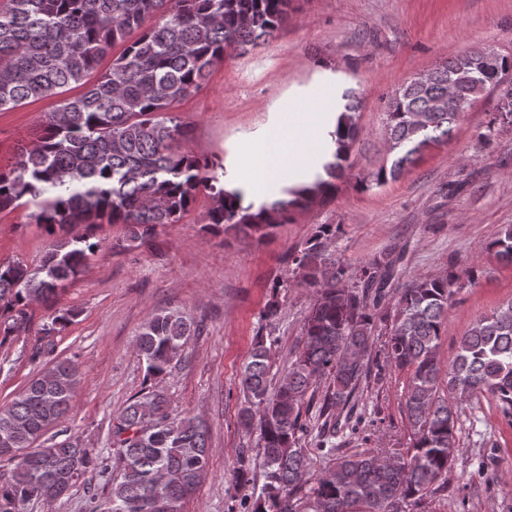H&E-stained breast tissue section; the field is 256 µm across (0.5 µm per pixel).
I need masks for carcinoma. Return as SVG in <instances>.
<instances>
[{
  "mask_svg": "<svg viewBox=\"0 0 512 512\" xmlns=\"http://www.w3.org/2000/svg\"><path fill=\"white\" fill-rule=\"evenodd\" d=\"M292 0H3L0 3V112L58 96L44 116V134L19 150L16 165L0 171V212L33 207L32 217L52 236L39 264L0 262V332L26 330L28 307L54 299L75 278L101 241L82 231L123 224L132 240L145 242L157 227L179 223L199 189L212 194L209 226L244 235L270 234L296 211L336 195V181L351 168L357 105H346L337 128L336 161L326 178L291 191L292 198L257 211L224 199L214 163L175 144L185 126L172 115L198 91L224 57L247 54L278 36ZM123 46L100 69L111 48ZM512 57L470 50L397 87L386 100L387 153L391 163L357 181L362 190L395 180L431 144L448 140L464 113L485 92L497 94L493 117L480 133L486 143L512 125ZM83 88L67 97L69 87ZM336 226L323 224L302 248L288 254L296 283L313 288L315 301L302 325L304 341L276 386L269 380L271 347L257 335L239 384L245 405L239 426L257 433L265 482L255 501L239 512H411L446 488L459 450L461 404L491 396L503 417H512V301L476 320L460 337L444 368L438 360L448 302L471 267L417 278L394 288L386 356L373 353L376 310L393 288L395 261L384 254L356 268L332 259L328 241ZM512 265V225L485 246ZM280 281L263 319L280 311ZM73 316L65 310L41 333L50 336ZM196 327L177 310L153 314L136 353L146 382L167 375L180 361ZM408 375L405 415L413 431L401 466L387 451L336 454L333 411L349 405L387 366ZM79 369L51 360L5 407H0V459L14 463L0 479V512H23L47 494L65 496L89 471L106 474L109 460L77 440L38 441L72 407ZM446 387L448 397L440 396ZM317 407V422L309 411ZM112 447L119 471L100 512H185L211 461L202 422L173 413L168 398L146 385L113 419ZM327 449L328 465L313 479L305 442Z\"/></svg>",
  "mask_w": 512,
  "mask_h": 512,
  "instance_id": "carcinoma-1",
  "label": "carcinoma"
}]
</instances>
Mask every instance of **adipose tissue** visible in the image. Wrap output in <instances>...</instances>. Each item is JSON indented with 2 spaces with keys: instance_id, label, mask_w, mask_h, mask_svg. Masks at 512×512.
<instances>
[{
  "instance_id": "1",
  "label": "adipose tissue",
  "mask_w": 512,
  "mask_h": 512,
  "mask_svg": "<svg viewBox=\"0 0 512 512\" xmlns=\"http://www.w3.org/2000/svg\"><path fill=\"white\" fill-rule=\"evenodd\" d=\"M345 85L320 69L312 82L296 87L286 111L273 119V138L228 147L222 186L241 207L288 199L289 189L312 185L336 153V129Z\"/></svg>"
}]
</instances>
